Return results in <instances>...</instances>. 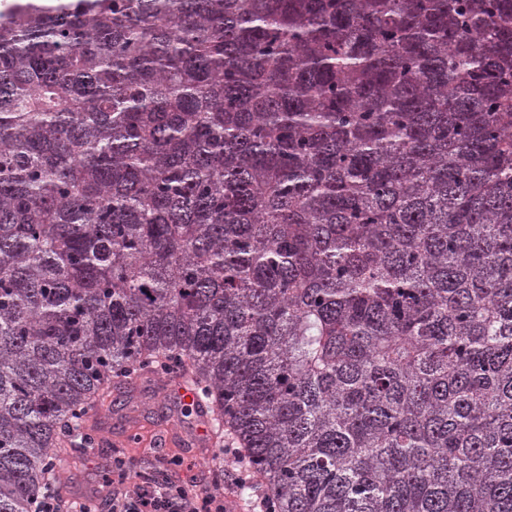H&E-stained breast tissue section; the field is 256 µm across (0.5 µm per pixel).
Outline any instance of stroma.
<instances>
[{
  "label": "stroma",
  "mask_w": 512,
  "mask_h": 512,
  "mask_svg": "<svg viewBox=\"0 0 512 512\" xmlns=\"http://www.w3.org/2000/svg\"><path fill=\"white\" fill-rule=\"evenodd\" d=\"M171 410L178 411L181 417V431L192 429L194 411L181 407L163 380L147 375L128 388L120 402L99 416L97 445L81 453L76 469L71 472V496L111 498L112 489L103 485L102 478L112 467L110 446L117 440L135 467L148 468L156 461L179 456L185 459L186 465L170 468L167 476L171 481L181 483L191 475L200 483L211 480L215 447L199 450L184 445L181 432L169 427L166 414Z\"/></svg>",
  "instance_id": "35a3bbf8"
}]
</instances>
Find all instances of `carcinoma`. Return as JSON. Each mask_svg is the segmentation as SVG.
Masks as SVG:
<instances>
[{
  "instance_id": "1",
  "label": "carcinoma",
  "mask_w": 512,
  "mask_h": 512,
  "mask_svg": "<svg viewBox=\"0 0 512 512\" xmlns=\"http://www.w3.org/2000/svg\"><path fill=\"white\" fill-rule=\"evenodd\" d=\"M146 369L280 512H512V0H0V512Z\"/></svg>"
}]
</instances>
